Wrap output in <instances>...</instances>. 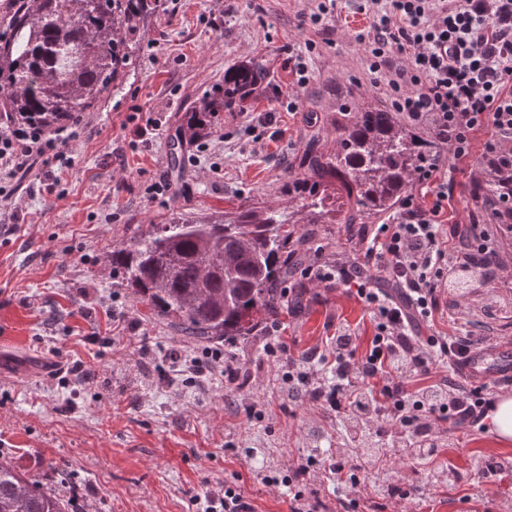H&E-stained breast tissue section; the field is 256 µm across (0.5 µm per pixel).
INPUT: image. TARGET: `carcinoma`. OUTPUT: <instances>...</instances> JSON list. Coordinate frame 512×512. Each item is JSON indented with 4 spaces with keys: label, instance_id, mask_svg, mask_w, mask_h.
Returning a JSON list of instances; mask_svg holds the SVG:
<instances>
[{
    "label": "carcinoma",
    "instance_id": "obj_1",
    "mask_svg": "<svg viewBox=\"0 0 512 512\" xmlns=\"http://www.w3.org/2000/svg\"><path fill=\"white\" fill-rule=\"evenodd\" d=\"M160 0H25L0 45V112H22L51 127L86 112L117 87L132 49ZM264 66L255 59L224 72L223 95L186 113L180 139L192 140L215 114L234 110L257 92ZM340 150L305 155L303 171L286 178L306 210L293 214L246 208L218 220L174 216L136 229L108 260L151 316L197 343L253 334L262 319L284 308L282 284L293 265L288 245L315 236L325 223L328 190L345 194L340 224L364 223L392 210L409 187L431 141L389 109L365 110L337 128ZM488 197L512 194V171H494L478 183ZM305 224L301 228L298 223ZM0 512H79L73 498L0 460Z\"/></svg>",
    "mask_w": 512,
    "mask_h": 512
}]
</instances>
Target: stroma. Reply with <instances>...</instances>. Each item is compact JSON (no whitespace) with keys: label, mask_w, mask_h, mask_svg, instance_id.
<instances>
[{"label":"stroma","mask_w":512,"mask_h":512,"mask_svg":"<svg viewBox=\"0 0 512 512\" xmlns=\"http://www.w3.org/2000/svg\"><path fill=\"white\" fill-rule=\"evenodd\" d=\"M360 2L339 0L317 31L297 27L313 0H164L122 85L84 113L71 167L18 173L0 202V458L77 493L87 512H193L196 497L228 482L257 512H290L287 489L262 478L311 455L321 470L310 486L331 506L329 464L340 455L356 467L344 512H379L377 488L389 481L409 492L403 512H512V443L492 430L447 423L437 456L388 461L349 445L345 419L321 403L289 400L269 339L301 365L339 331L364 344L376 332L344 285L293 274L287 298L301 305L278 316V331L262 325L224 343L249 378L240 387L210 369L205 346L150 318L105 262L135 229L175 215L297 208L286 170L312 145L336 154L338 126L388 105L383 87L362 78L365 56L352 39L365 23ZM292 55L304 57L305 80L292 73ZM257 57L267 70L257 96L219 113L201 141L176 145L186 112L227 69ZM317 230L306 263L357 258L344 225ZM498 239L502 270L455 267L432 332L512 337V233L499 229ZM177 351L199 370L174 363Z\"/></svg>","instance_id":"1"}]
</instances>
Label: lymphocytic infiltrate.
Instances as JSON below:
<instances>
[{
    "label": "lymphocytic infiltrate",
    "instance_id": "f902f5d3",
    "mask_svg": "<svg viewBox=\"0 0 512 512\" xmlns=\"http://www.w3.org/2000/svg\"><path fill=\"white\" fill-rule=\"evenodd\" d=\"M364 28L354 39L367 58V79L383 85L392 109L426 128L439 149L424 157L417 190L397 211L358 237L363 261L309 265L305 277L339 279L371 310L377 331L367 348L352 334L335 338L331 354L315 353L307 371L287 373L289 392L326 400L356 427L371 420L391 438H404L420 456L437 454L443 423L482 427L495 407L483 386H413L445 364L464 367L478 338L455 334L418 339L415 328L441 306V285L457 265L500 268L492 225H444L457 172L474 157L496 170L512 169V0H366ZM83 121L74 115L53 127L15 112L0 114V195L17 172L36 164L68 167L66 149ZM384 271L389 289L374 286L370 268ZM331 381H324L323 369Z\"/></svg>",
    "mask_w": 512,
    "mask_h": 512
}]
</instances>
